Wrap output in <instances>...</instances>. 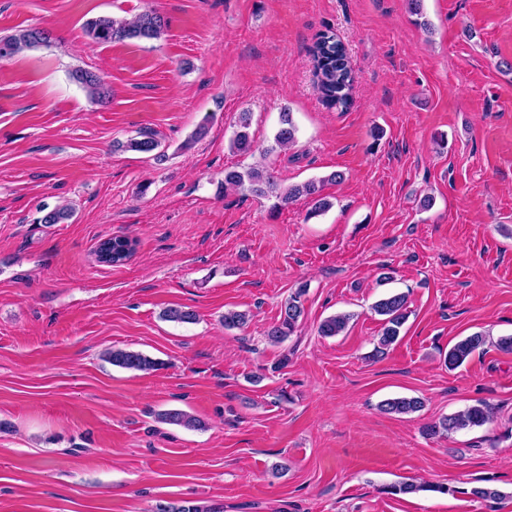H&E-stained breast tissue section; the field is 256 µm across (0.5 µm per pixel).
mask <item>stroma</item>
Returning a JSON list of instances; mask_svg holds the SVG:
<instances>
[{
    "label": "stroma",
    "instance_id": "stroma-1",
    "mask_svg": "<svg viewBox=\"0 0 512 512\" xmlns=\"http://www.w3.org/2000/svg\"><path fill=\"white\" fill-rule=\"evenodd\" d=\"M0 0V36L48 30L50 46L0 59V512H512V0ZM165 17L159 39L98 44V16ZM333 30L355 73L336 112L309 49ZM101 74L107 104L69 78ZM293 147L274 135L282 111ZM253 149L230 147L240 113ZM207 135L191 136L200 123ZM150 132L166 154L118 150ZM259 166L282 185L340 171L308 218L298 199L225 191ZM72 217L45 224L44 210ZM135 255L98 263L99 240ZM305 313L266 333L292 292ZM407 293L384 359L372 304ZM183 307L195 322L164 319ZM246 325L225 328V312ZM351 316L335 337L318 333ZM475 333L463 365L445 356ZM159 361L144 373L106 350ZM420 398L411 415L382 400ZM479 403L493 420L429 437ZM182 409L200 431L158 423ZM445 494L385 493L403 482ZM475 486L502 491L473 498Z\"/></svg>",
    "mask_w": 512,
    "mask_h": 512
}]
</instances>
